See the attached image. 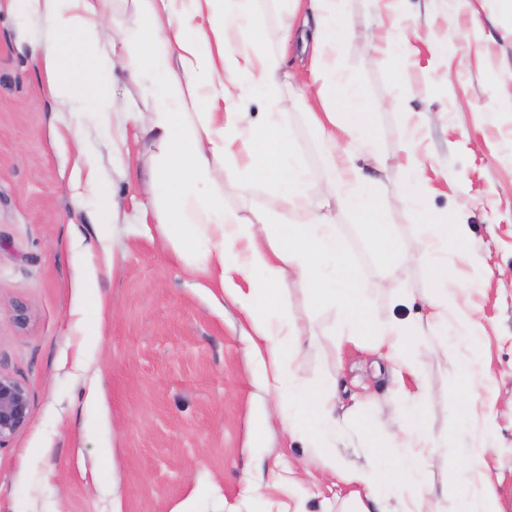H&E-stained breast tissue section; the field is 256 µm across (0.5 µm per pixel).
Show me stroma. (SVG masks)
<instances>
[{
    "label": "stroma",
    "instance_id": "obj_1",
    "mask_svg": "<svg viewBox=\"0 0 512 512\" xmlns=\"http://www.w3.org/2000/svg\"><path fill=\"white\" fill-rule=\"evenodd\" d=\"M352 18L336 49V68L364 95L373 153L353 149L357 166L380 176L389 231L404 255L381 263L362 224L333 203L336 234L358 270L375 318L411 322L427 310V275L416 210L467 225L469 243L439 256L468 285L475 343L414 340L411 356L424 385L402 395L369 343L338 346L337 315L313 303L306 285L288 282L286 308L306 336L299 375L329 374L336 409L356 408L338 459L363 464L387 445L411 408L439 444L426 459L435 486L455 488L470 469L485 474L478 492L497 512H512V13L501 0H394L398 28L385 30L380 0H343ZM414 36L409 63L371 43L402 27ZM45 19L0 0V372L31 398L26 427L0 445V512H352L354 486L332 480L300 441L272 426L254 446L256 419L272 403L241 331L242 310L183 270L159 232L135 222V204L153 151L129 143L113 155L106 133L44 93L36 53ZM285 76L274 93L297 159L313 174L315 195L330 190L322 136L302 97L312 83L313 52L283 48ZM82 123L117 204L113 224L98 222L100 202L75 198L74 161L63 134ZM425 164L418 205L403 200L404 142ZM113 249L112 277L93 278L87 246ZM110 312L97 318L95 294ZM30 322L14 324L15 304ZM479 370L470 390L462 360ZM102 401L86 407L89 389ZM469 396L474 413L455 409ZM383 412L387 424L370 423ZM254 485H247V472Z\"/></svg>",
    "mask_w": 512,
    "mask_h": 512
}]
</instances>
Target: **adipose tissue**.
<instances>
[{
	"label": "adipose tissue",
	"mask_w": 512,
	"mask_h": 512,
	"mask_svg": "<svg viewBox=\"0 0 512 512\" xmlns=\"http://www.w3.org/2000/svg\"><path fill=\"white\" fill-rule=\"evenodd\" d=\"M27 16H43L53 35L39 48L47 95L59 107L87 97L97 99L90 119L104 130L158 148L138 203L141 223L156 225L183 267L204 276L235 300H244L252 333L250 347L268 390L279 405L265 412L258 430L280 424L290 438L317 449L324 468L348 484L362 486L359 512H413L405 488L422 478L428 441L422 417L410 412L394 437V452L378 448L365 467H336V439L346 420L336 414L333 380L321 375L301 380L293 363L302 353L296 326L282 306L289 278L305 282L312 297L331 303L344 332L342 341L371 339L391 367L416 377L409 357L411 329L398 322L378 323L367 290L345 261L343 244L330 222L327 199L313 195L310 174L293 160V146L274 108L243 123L249 103L266 99L277 86L282 56L262 47V24L254 0H136L140 24L128 38L110 32L104 0H16ZM316 21L313 36L319 72L307 97L313 123L325 133L324 163L343 190L346 208L364 224L381 262L396 254L388 231L389 208L377 183L363 181L348 166L351 144L370 149V114L356 90L336 71V45L348 26L336 0H310ZM214 36L216 51H202ZM117 55L121 70L156 99L143 112L118 102L100 86L99 62ZM224 62V81L214 83L213 60ZM253 75L242 89L238 72ZM243 168L272 184L266 206L243 221L227 198L238 189L225 166ZM433 284L425 326L458 325L471 335L466 315L448 305L449 291L466 293L465 284L446 264L428 263ZM291 413H284L281 402Z\"/></svg>",
	"instance_id": "obj_1"
}]
</instances>
